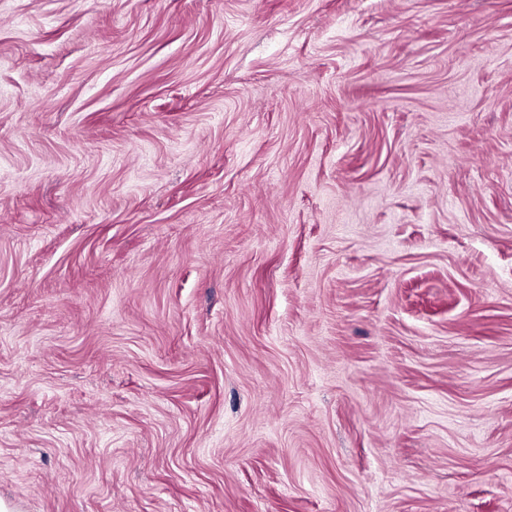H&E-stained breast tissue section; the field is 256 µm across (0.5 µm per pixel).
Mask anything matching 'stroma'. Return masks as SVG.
Returning <instances> with one entry per match:
<instances>
[{"mask_svg":"<svg viewBox=\"0 0 512 512\" xmlns=\"http://www.w3.org/2000/svg\"><path fill=\"white\" fill-rule=\"evenodd\" d=\"M0 500L512 512V0H0Z\"/></svg>","mask_w":512,"mask_h":512,"instance_id":"1","label":"stroma"}]
</instances>
